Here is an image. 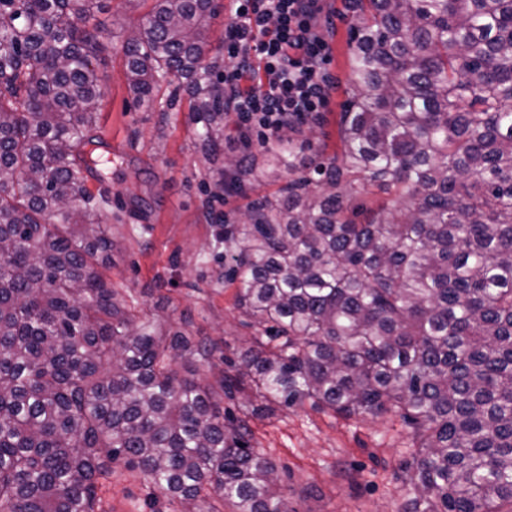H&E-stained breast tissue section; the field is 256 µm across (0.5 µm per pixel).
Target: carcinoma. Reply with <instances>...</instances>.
Returning a JSON list of instances; mask_svg holds the SVG:
<instances>
[{
    "instance_id": "cac0c4a2",
    "label": "carcinoma",
    "mask_w": 512,
    "mask_h": 512,
    "mask_svg": "<svg viewBox=\"0 0 512 512\" xmlns=\"http://www.w3.org/2000/svg\"><path fill=\"white\" fill-rule=\"evenodd\" d=\"M220 0H153L122 43L129 92L184 94L224 147ZM340 150L303 126L234 163L288 181L223 224L224 278L257 327L213 383L215 349L141 319L98 266L110 203L95 151L102 0H0V512H98L122 461L184 512H291L276 466L218 398L395 415L408 512H512V0H345ZM174 86L166 99L162 86ZM389 199L346 217L351 196Z\"/></svg>"
}]
</instances>
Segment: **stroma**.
<instances>
[{
  "mask_svg": "<svg viewBox=\"0 0 512 512\" xmlns=\"http://www.w3.org/2000/svg\"><path fill=\"white\" fill-rule=\"evenodd\" d=\"M106 33L93 64L101 77V152L112 158L105 182L88 177L91 192L107 188L109 206L100 222L114 241L100 272L142 316H162L190 340L215 343L212 355L196 364L197 377L213 380L225 360H238L252 331L236 305V284L224 279V247L217 242V216L243 223L249 203L273 195L279 183L262 178L240 192L214 197L212 163L203 156L188 101L168 114L135 104L129 94L125 35L149 11L148 0H110ZM331 22L329 74L337 85L309 131L311 148L333 155L340 148L339 114L346 100L350 67L344 0H325ZM227 417L246 419L250 444L278 468L282 491L293 512H403L409 493L399 469L408 443L399 418H345L309 405L266 410L224 402ZM100 512H180L140 470L112 467L99 489Z\"/></svg>",
  "mask_w": 512,
  "mask_h": 512,
  "instance_id": "1",
  "label": "stroma"
}]
</instances>
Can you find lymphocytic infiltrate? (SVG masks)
Returning a JSON list of instances; mask_svg holds the SVG:
<instances>
[{
  "label": "lymphocytic infiltrate",
  "mask_w": 512,
  "mask_h": 512,
  "mask_svg": "<svg viewBox=\"0 0 512 512\" xmlns=\"http://www.w3.org/2000/svg\"><path fill=\"white\" fill-rule=\"evenodd\" d=\"M326 21L323 0H235L224 30V52L235 60L224 72V103L238 129L264 144L323 112L334 87Z\"/></svg>",
  "instance_id": "1"
}]
</instances>
